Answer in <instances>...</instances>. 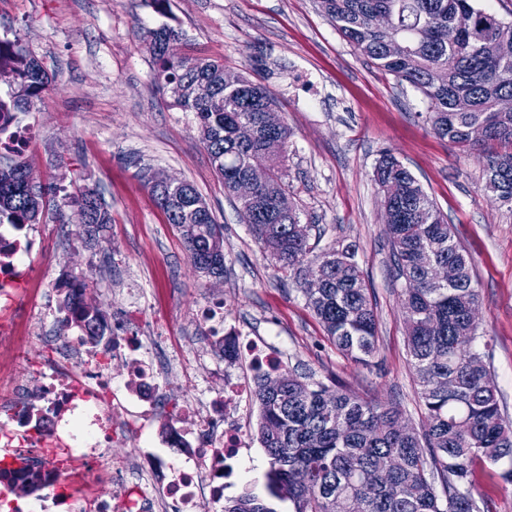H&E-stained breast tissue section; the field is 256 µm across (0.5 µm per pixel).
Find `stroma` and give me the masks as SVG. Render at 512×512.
<instances>
[{"label":"stroma","instance_id":"obj_1","mask_svg":"<svg viewBox=\"0 0 512 512\" xmlns=\"http://www.w3.org/2000/svg\"><path fill=\"white\" fill-rule=\"evenodd\" d=\"M0 0V39L35 57L49 77L41 101L24 122L38 135L26 156L36 182L66 193L94 189L112 222L88 240L77 210L47 202L33 225L31 280L17 312L14 366L19 383L53 354L45 343L56 323L44 315L58 269L82 274L89 301L112 306L114 289L136 275L139 298L130 312L151 333L166 337L182 360L181 393H207L203 364L249 377L241 361H203L185 337L207 298L224 301V325L266 337L287 369L339 381L375 402H400L404 420L424 413L412 377L403 281L395 279L382 195L373 180L383 151H391L418 179L472 260L480 295L479 330L499 397L512 417V206L485 188L483 168L459 146L440 139L427 104L408 83L378 70L336 30L318 0ZM186 34L178 52L223 61L260 83L275 99L291 138L284 162L288 200L301 223L315 225L316 250L355 245L372 291L379 350L370 367L353 363L326 336L293 277L262 256L239 203L224 190L201 141L193 113L171 107L153 80L147 30L162 23ZM193 184L224 226V275L191 264L177 229L155 203L145 174ZM40 319V337L26 323ZM253 440L238 475L224 492L266 497L269 459L256 440L260 407L241 406ZM490 464L474 472L488 512H512V485Z\"/></svg>","mask_w":512,"mask_h":512}]
</instances>
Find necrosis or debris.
Here are the masks:
<instances>
[{"mask_svg": "<svg viewBox=\"0 0 512 512\" xmlns=\"http://www.w3.org/2000/svg\"><path fill=\"white\" fill-rule=\"evenodd\" d=\"M33 247L27 229L0 225V305L15 304L27 287ZM78 280L66 270L55 280L68 302L55 314L50 339L57 361L0 401V491L8 512H202L204 504H221L249 445L238 411L252 385L209 371V395L182 398L178 359H151L157 337L131 330L129 318L90 311ZM196 339L207 355L232 351L256 372L284 366L265 338L225 328L218 297L200 307ZM115 359L126 364L118 383ZM132 446L139 455L113 457V449ZM103 482L111 494L99 492Z\"/></svg>", "mask_w": 512, "mask_h": 512, "instance_id": "4bbe7bcc", "label": "necrosis or debris"}]
</instances>
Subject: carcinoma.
I'll list each match as a JSON object with an SVG mask.
<instances>
[{"instance_id":"obj_1","label":"carcinoma","mask_w":512,"mask_h":512,"mask_svg":"<svg viewBox=\"0 0 512 512\" xmlns=\"http://www.w3.org/2000/svg\"><path fill=\"white\" fill-rule=\"evenodd\" d=\"M320 7L341 35L382 72L406 82L427 100L433 133L467 149L483 166L485 186L512 205V112L498 100L512 98V57L499 53L512 41V21L476 6V0H320ZM466 16L473 26L448 41V28ZM179 28L163 24L146 32L155 64L154 79L171 106L192 112L209 160L224 189L251 166L268 170L256 199L241 204L261 252L297 278L300 291L336 348L356 362L377 352V319L370 288L355 261V251L332 247L319 254L311 247L312 225L296 211L282 216L277 200L286 193L281 162L291 137L283 123L274 137L280 149L266 147V108L276 105L264 87L244 75L229 80L224 63L204 57L168 54L181 42ZM15 69L0 78L15 86L0 98V115L24 113L42 98L47 76L33 58L0 40ZM484 126L474 141L469 128ZM242 125L254 128V140L238 139ZM496 141L504 151L486 154ZM27 164L16 155L0 166V224H34L45 199H55V184L29 186ZM382 192L394 269L408 287L402 306L414 381L424 405L420 426L402 424L400 403L365 401L312 375L293 371L257 376L255 399L261 408L257 437L269 458L266 488L270 497L288 500L294 512H482L475 497L474 468L489 463L512 484V420L504 415L479 338L480 298L471 261L451 226L415 176L389 152L375 168ZM157 204L179 231L188 257L200 272L224 276V225L207 208L198 209L199 192L150 185ZM78 208L86 232L112 223L110 211L92 189L64 195ZM453 262L458 279L434 281L432 266ZM320 274L321 287L310 288L307 270ZM400 466L377 475L372 469L391 458ZM224 512H275L266 500L245 493L224 503Z\"/></svg>"}]
</instances>
